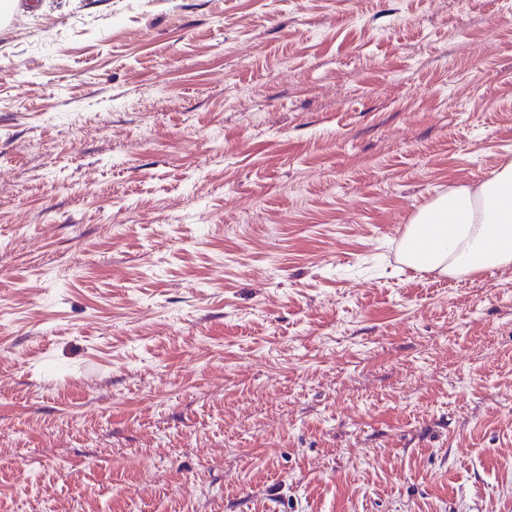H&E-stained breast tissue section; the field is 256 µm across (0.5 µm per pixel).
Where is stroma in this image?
<instances>
[{
    "label": "stroma",
    "mask_w": 512,
    "mask_h": 512,
    "mask_svg": "<svg viewBox=\"0 0 512 512\" xmlns=\"http://www.w3.org/2000/svg\"><path fill=\"white\" fill-rule=\"evenodd\" d=\"M512 161L502 0L0 19V512H512V267L400 262Z\"/></svg>",
    "instance_id": "stroma-1"
}]
</instances>
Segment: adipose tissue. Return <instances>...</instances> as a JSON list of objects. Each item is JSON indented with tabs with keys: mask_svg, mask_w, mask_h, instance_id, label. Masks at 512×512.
Instances as JSON below:
<instances>
[{
	"mask_svg": "<svg viewBox=\"0 0 512 512\" xmlns=\"http://www.w3.org/2000/svg\"><path fill=\"white\" fill-rule=\"evenodd\" d=\"M400 250L403 264L418 272L458 277L512 266V162L419 208Z\"/></svg>",
	"mask_w": 512,
	"mask_h": 512,
	"instance_id": "1",
	"label": "adipose tissue"
}]
</instances>
